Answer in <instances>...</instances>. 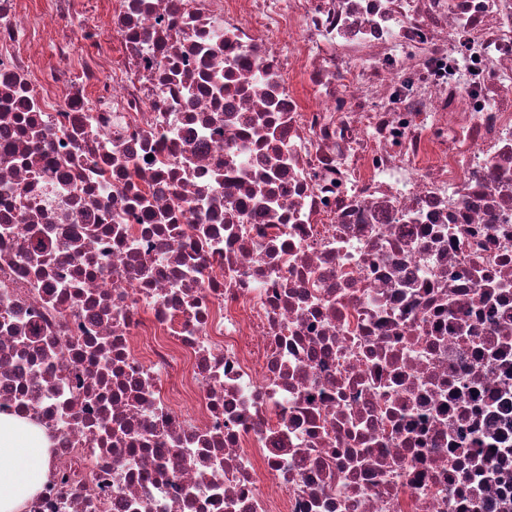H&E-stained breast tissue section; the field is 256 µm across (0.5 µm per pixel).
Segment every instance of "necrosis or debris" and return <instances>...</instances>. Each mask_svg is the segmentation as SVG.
Segmentation results:
<instances>
[{
  "mask_svg": "<svg viewBox=\"0 0 512 512\" xmlns=\"http://www.w3.org/2000/svg\"><path fill=\"white\" fill-rule=\"evenodd\" d=\"M0 0V413L29 512H512V0ZM50 442L33 422L0 414V511L21 512L49 474Z\"/></svg>",
  "mask_w": 512,
  "mask_h": 512,
  "instance_id": "necrosis-or-debris-1",
  "label": "necrosis or debris"
}]
</instances>
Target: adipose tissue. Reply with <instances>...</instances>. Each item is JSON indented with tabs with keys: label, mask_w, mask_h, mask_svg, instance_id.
Instances as JSON below:
<instances>
[{
	"label": "adipose tissue",
	"mask_w": 512,
	"mask_h": 512,
	"mask_svg": "<svg viewBox=\"0 0 512 512\" xmlns=\"http://www.w3.org/2000/svg\"><path fill=\"white\" fill-rule=\"evenodd\" d=\"M50 442L33 422L0 414V512H25L49 474Z\"/></svg>",
	"instance_id": "adipose-tissue-1"
}]
</instances>
